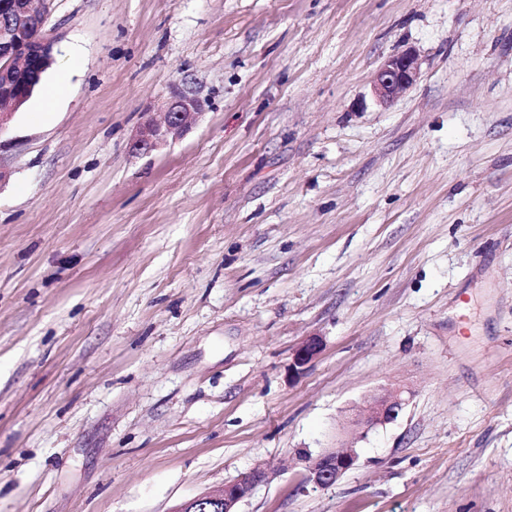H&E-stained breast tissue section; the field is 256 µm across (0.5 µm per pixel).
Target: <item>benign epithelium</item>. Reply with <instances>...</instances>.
I'll return each instance as SVG.
<instances>
[{
    "label": "benign epithelium",
    "mask_w": 512,
    "mask_h": 512,
    "mask_svg": "<svg viewBox=\"0 0 512 512\" xmlns=\"http://www.w3.org/2000/svg\"><path fill=\"white\" fill-rule=\"evenodd\" d=\"M8 11L12 21L0 25V132L18 110L33 95L42 75L53 63L54 42L45 35V12L36 6V0L13 4L0 0V12ZM421 62L416 52L408 50L388 57L377 69L372 92L384 105L393 102L419 79ZM200 101L185 91L171 97L163 122L146 120L135 135L131 148L135 153H150L161 147L169 134L186 130L197 120ZM322 341L309 336L296 347L294 366L302 368L321 351ZM401 390H381L370 394L361 413L352 419V425L366 433L373 427L395 419L406 405ZM357 456L352 450L327 449L309 459L307 481L315 488L333 485L350 470ZM268 478V469L258 466L230 480L211 492L181 503L173 512H204L207 505L213 512H237V505L247 498L256 484Z\"/></svg>",
    "instance_id": "7a95c632"
}]
</instances>
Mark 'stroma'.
<instances>
[{"instance_id":"1","label":"stroma","mask_w":512,"mask_h":512,"mask_svg":"<svg viewBox=\"0 0 512 512\" xmlns=\"http://www.w3.org/2000/svg\"><path fill=\"white\" fill-rule=\"evenodd\" d=\"M45 7L59 100L0 133V512H171L258 465L238 512H512V0ZM178 88L196 123L131 152ZM326 448L358 459L315 489ZM420 70L419 56L412 50L388 57L377 69L372 81L375 99L381 104H390L417 82ZM321 347L322 341L318 336H310L300 342L293 355L295 368H302L307 365L318 355ZM403 392L381 390L370 394L362 412L352 419V425L366 433L376 425L394 420L407 402Z\"/></svg>"}]
</instances>
